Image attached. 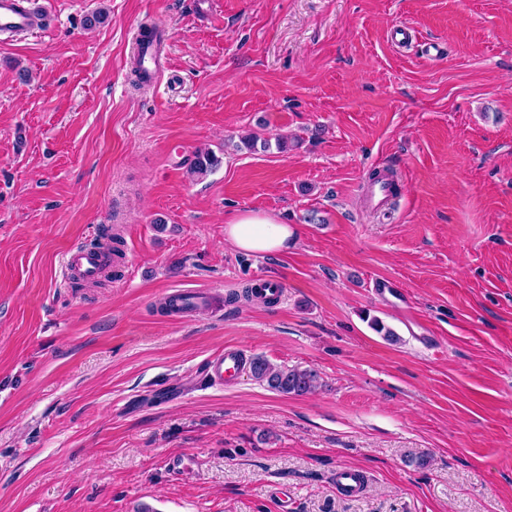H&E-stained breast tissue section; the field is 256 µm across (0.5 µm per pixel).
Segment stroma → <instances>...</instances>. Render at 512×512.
<instances>
[{
    "label": "stroma",
    "instance_id": "obj_1",
    "mask_svg": "<svg viewBox=\"0 0 512 512\" xmlns=\"http://www.w3.org/2000/svg\"><path fill=\"white\" fill-rule=\"evenodd\" d=\"M53 9L0 44V512H512V0ZM160 23L147 91L132 51ZM187 150L220 163L190 176ZM382 169L399 193L372 210ZM243 210L296 243L237 252ZM109 234L124 262L74 287L64 256ZM259 277L280 304L243 298ZM182 289L216 309L162 314ZM228 346L322 386L209 385Z\"/></svg>",
    "mask_w": 512,
    "mask_h": 512
}]
</instances>
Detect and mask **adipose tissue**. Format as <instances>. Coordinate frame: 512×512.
I'll return each instance as SVG.
<instances>
[{"label":"adipose tissue","mask_w":512,"mask_h":512,"mask_svg":"<svg viewBox=\"0 0 512 512\" xmlns=\"http://www.w3.org/2000/svg\"><path fill=\"white\" fill-rule=\"evenodd\" d=\"M297 238L294 227L255 210L243 211L227 221L224 241L235 250L252 255H273L287 251Z\"/></svg>","instance_id":"1"}]
</instances>
